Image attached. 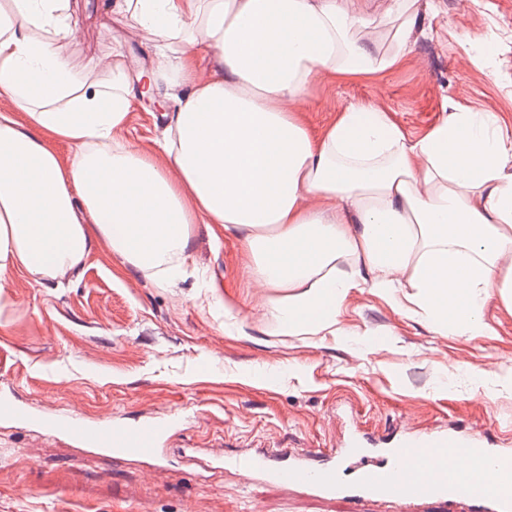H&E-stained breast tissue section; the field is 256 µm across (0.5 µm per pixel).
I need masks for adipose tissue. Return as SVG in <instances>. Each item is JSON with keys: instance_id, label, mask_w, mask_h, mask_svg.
<instances>
[{"instance_id": "adipose-tissue-1", "label": "adipose tissue", "mask_w": 512, "mask_h": 512, "mask_svg": "<svg viewBox=\"0 0 512 512\" xmlns=\"http://www.w3.org/2000/svg\"><path fill=\"white\" fill-rule=\"evenodd\" d=\"M7 2L0 95L16 110L0 113V297L11 272L59 279L98 249L178 280L195 225L215 224L274 289L284 336L333 333L365 283L442 336L485 335L489 299L512 309V139L496 117L458 112L413 139L389 113L351 105L316 137L295 108L317 70L397 65L410 0H388L380 24L360 0H117L157 48L138 87L121 58L89 84L58 54L69 0ZM208 54L217 66L203 78ZM171 86L182 95L159 148L172 177L112 137L136 97Z\"/></svg>"}]
</instances>
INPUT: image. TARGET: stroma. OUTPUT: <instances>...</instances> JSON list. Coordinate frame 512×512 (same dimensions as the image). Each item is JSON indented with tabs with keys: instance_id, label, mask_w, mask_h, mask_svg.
I'll return each mask as SVG.
<instances>
[{
	"instance_id": "obj_1",
	"label": "stroma",
	"mask_w": 512,
	"mask_h": 512,
	"mask_svg": "<svg viewBox=\"0 0 512 512\" xmlns=\"http://www.w3.org/2000/svg\"><path fill=\"white\" fill-rule=\"evenodd\" d=\"M114 0H70L74 33L59 54L80 77L102 60L151 66L156 49ZM411 49L394 69L355 77L316 72L299 107L313 134L363 103L418 138L454 112L492 113L512 132V0H414ZM115 139L159 166L160 112L134 105ZM236 237L197 225L185 279L162 284L93 253L56 283L10 278L0 317V390L50 415L79 411L133 423L183 418L154 466L93 455L57 436L0 422V512H386L384 505L312 497L230 469H202L186 449L233 457L283 448L329 464L349 431L385 443L405 430L482 431L512 448V311L488 302L484 336H441L369 285L352 289L332 336H281L271 289L250 273ZM215 280L222 305L204 300ZM232 315H225V306ZM476 369L493 372L475 384Z\"/></svg>"
}]
</instances>
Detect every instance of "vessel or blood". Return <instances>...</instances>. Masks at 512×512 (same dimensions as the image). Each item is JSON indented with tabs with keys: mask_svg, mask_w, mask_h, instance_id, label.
Wrapping results in <instances>:
<instances>
[{
	"mask_svg": "<svg viewBox=\"0 0 512 512\" xmlns=\"http://www.w3.org/2000/svg\"><path fill=\"white\" fill-rule=\"evenodd\" d=\"M0 419L65 437L93 454L148 462L160 459L168 435L177 426L175 417L156 414L134 423L90 421L76 412L46 421L7 396L0 397ZM461 455L478 457L480 467L449 473V465ZM210 464L287 490L299 487L319 496L368 498L396 506L399 512H411L424 499L473 502L486 512H512V451L484 448L482 436L474 432L407 433L380 450L372 440L354 433L346 439L339 462L323 467L285 462L265 453H241L228 460L215 453Z\"/></svg>",
	"mask_w": 512,
	"mask_h": 512,
	"instance_id": "b4317fda",
	"label": "vessel or blood"
}]
</instances>
